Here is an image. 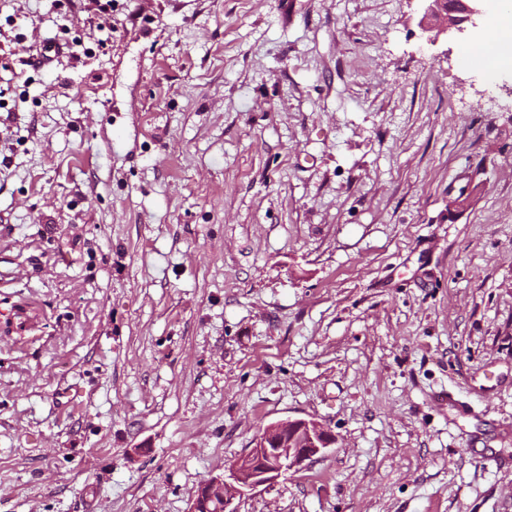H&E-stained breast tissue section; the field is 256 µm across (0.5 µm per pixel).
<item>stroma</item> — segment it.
<instances>
[{"mask_svg": "<svg viewBox=\"0 0 512 512\" xmlns=\"http://www.w3.org/2000/svg\"><path fill=\"white\" fill-rule=\"evenodd\" d=\"M420 18L0 0V512H190L286 419L237 512H512V70ZM336 441L320 422L297 419L267 425L250 451L228 467L229 475L198 488L191 512H237L236 497L275 483L283 474L314 459ZM213 511V512H217Z\"/></svg>", "mask_w": 512, "mask_h": 512, "instance_id": "stroma-1", "label": "stroma"}]
</instances>
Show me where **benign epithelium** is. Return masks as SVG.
I'll return each mask as SVG.
<instances>
[{
    "instance_id": "obj_1",
    "label": "benign epithelium",
    "mask_w": 512,
    "mask_h": 512,
    "mask_svg": "<svg viewBox=\"0 0 512 512\" xmlns=\"http://www.w3.org/2000/svg\"><path fill=\"white\" fill-rule=\"evenodd\" d=\"M422 31L449 36L477 26L487 0H417ZM335 436L320 422L297 419L267 425L250 451L228 467L229 475L211 478L198 488L191 512H236L234 500L247 491L275 483L283 474L314 459L333 445Z\"/></svg>"
}]
</instances>
